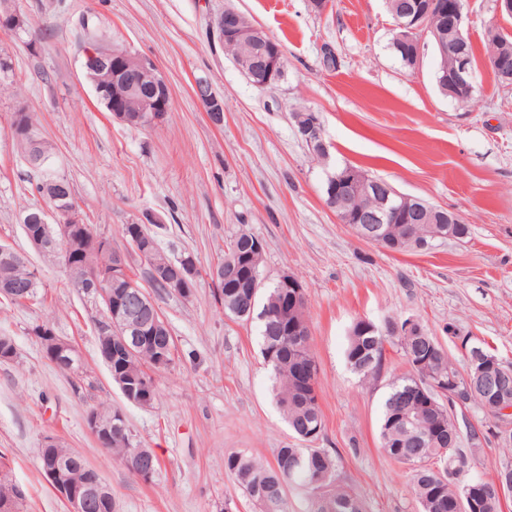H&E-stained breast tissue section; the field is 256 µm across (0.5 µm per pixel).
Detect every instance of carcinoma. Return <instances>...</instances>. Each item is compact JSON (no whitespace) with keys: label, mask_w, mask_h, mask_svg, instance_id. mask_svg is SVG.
<instances>
[{"label":"carcinoma","mask_w":512,"mask_h":512,"mask_svg":"<svg viewBox=\"0 0 512 512\" xmlns=\"http://www.w3.org/2000/svg\"><path fill=\"white\" fill-rule=\"evenodd\" d=\"M434 224H390V239L398 244V250L406 252L421 249L435 239L434 233L443 231L455 237L462 231L471 235V226L448 223V210L436 206L431 209ZM123 234L130 243L150 242L149 267H162L172 263L160 248L157 236L143 224H127ZM255 235L240 230L232 235L226 245L224 257L216 266L229 272L235 268L244 270L252 249ZM78 291L94 296L83 278L81 259L75 258L72 266L65 268ZM31 271L24 264L10 269L0 265V295L18 305L41 302L38 291L27 295L4 291L6 283L25 280ZM242 278H234L218 295L224 307V315L240 321L257 323L258 343L262 357L270 368L273 392L293 437L312 443L318 436L311 430L324 427V416L318 402L319 375L306 368L315 363L308 326V300L305 292H296L277 279L273 283L262 281L254 294L240 286ZM398 321L390 320L386 331L379 330L366 320L354 322L350 328L345 351L350 370L364 381L377 379L384 366V342L393 339L403 352L410 370L392 383L385 399L380 424V445L395 462L406 466L411 474V489L419 506V512H502L498 482L486 481L469 474L468 463L457 452L462 438L472 445L480 444L479 432H463L456 429L452 412L445 400L454 385L465 387V375L471 371L469 359L458 367L448 360L447 353L437 338L429 331L422 336H400L395 333ZM97 352L99 356H112L108 368L112 383L135 385L141 379L154 380L153 374L166 370L179 359L177 348L166 352L165 362H160L156 344L144 342L137 354L128 356L116 338L109 335L105 322L97 326ZM412 403L422 416L421 425L402 423L401 396ZM129 442L116 438L103 444L129 472H134L140 457L152 460L159 468L153 452L134 441L122 421ZM55 449L68 458L74 466L72 478L80 480L87 469L79 451L61 443ZM336 457L324 448H278L271 463L262 462L246 452L229 455L225 469L237 487L259 512H294L288 492L295 490L301 495L300 512H367L365 503L339 484L336 478ZM26 494L13 479L7 464L0 460V512H25Z\"/></svg>","instance_id":"obj_1"}]
</instances>
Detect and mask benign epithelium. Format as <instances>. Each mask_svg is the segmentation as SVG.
<instances>
[{
  "instance_id": "obj_1",
  "label": "benign epithelium",
  "mask_w": 512,
  "mask_h": 512,
  "mask_svg": "<svg viewBox=\"0 0 512 512\" xmlns=\"http://www.w3.org/2000/svg\"><path fill=\"white\" fill-rule=\"evenodd\" d=\"M451 14L453 25L463 23V9L457 0H444L438 7L414 9L408 5H398L393 10L397 39L415 40L423 45L425 38H431L440 56H452L456 88L467 94L475 90V66L462 49L448 45L430 23L432 15L439 17ZM24 27V17L18 0H0V33L12 34ZM210 33L219 45L225 40L246 42L247 51L234 60L239 71L253 79L257 88H265L277 82L284 70L278 48L274 47L269 34L260 26L252 23L243 13L226 8L217 13L210 24ZM83 70L102 71L112 75V101L110 112L118 122L128 124L126 116L128 103L138 102L139 122L155 125L168 112L167 102L171 97L167 81L162 76L155 61L146 56L132 55L122 50L106 49L91 44L83 49ZM487 66L490 71L506 85L512 84V69L495 47L487 54ZM195 93L210 123L216 127L224 124V99L218 96L210 83L199 79L195 83ZM309 145H315L325 151L320 131V120L312 116L301 126ZM326 204L331 208L342 224H358L357 233L365 240L375 244L385 243L383 226L399 221L405 224H418L426 218V209L418 204V199L404 195L392 188V185L369 175H355L352 179L345 176H332L324 188ZM358 194L374 195L380 199V206L373 211H355L350 207L353 196ZM396 195L400 205L385 209L390 195ZM71 195L57 192L53 209H40L37 213H27L21 223L41 224L42 231L31 238L37 249L46 247L61 252L62 261L70 264L71 253L80 250L83 255L107 250L112 252V265L103 267L91 261L83 265L86 277L94 282L97 294L103 297L108 309L107 328L119 339L125 353H135L143 337L158 336L166 327L158 306L152 297L134 279L129 276L125 255L112 249V243L103 237L75 236L78 230H86L85 222L76 206L70 202ZM167 288L176 293H187L191 288L190 280L196 278L195 269L186 264L180 268L170 265L156 274ZM122 288L123 298L112 301V289ZM148 316H142V313ZM512 369L507 367L501 373L492 375L483 369L476 370V379L485 397L499 402L498 427L500 437L512 434V404L504 399ZM140 393L128 389L124 395L133 404L146 407L151 396V382L143 379ZM88 427L98 442H109L112 438L124 435L123 427L112 425V419L94 415ZM42 470L54 492L64 501L68 512H89L92 503L104 500L112 502V491L102 481L95 478L89 483L73 485L67 479L68 463L56 459L43 463Z\"/></svg>"
}]
</instances>
